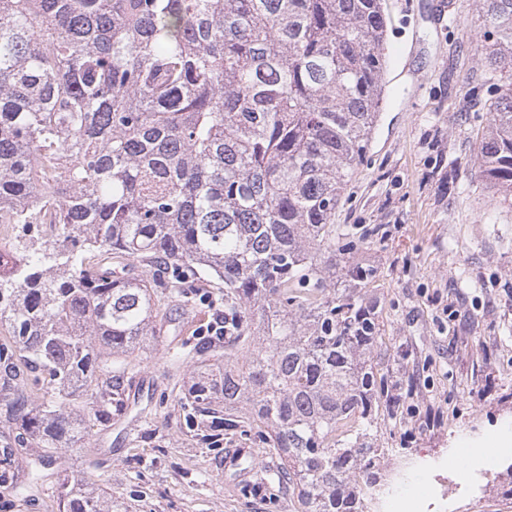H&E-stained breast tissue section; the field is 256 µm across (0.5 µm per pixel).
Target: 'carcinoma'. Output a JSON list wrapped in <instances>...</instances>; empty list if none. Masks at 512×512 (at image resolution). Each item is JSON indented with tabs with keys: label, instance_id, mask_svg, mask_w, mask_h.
I'll use <instances>...</instances> for the list:
<instances>
[{
	"label": "carcinoma",
	"instance_id": "1",
	"mask_svg": "<svg viewBox=\"0 0 512 512\" xmlns=\"http://www.w3.org/2000/svg\"><path fill=\"white\" fill-rule=\"evenodd\" d=\"M477 2L499 77L476 159L512 203V0ZM385 32L381 0H0V224L57 230L0 253V367L46 381L0 404L3 447L42 449L17 496L112 420L126 354L167 332L160 298L193 302L203 274L224 284V360L178 401L195 436L273 451L295 512H364L382 481L379 271L333 219L380 112ZM58 512L125 507L64 469Z\"/></svg>",
	"mask_w": 512,
	"mask_h": 512
}]
</instances>
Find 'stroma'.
<instances>
[{
    "mask_svg": "<svg viewBox=\"0 0 512 512\" xmlns=\"http://www.w3.org/2000/svg\"><path fill=\"white\" fill-rule=\"evenodd\" d=\"M436 2L383 0L384 100L336 211L340 232L378 231L356 258L379 270L385 342L372 360L389 389L377 432L389 478L424 457L462 461L466 449L512 439V207L476 161L494 77L477 55L475 0H453L439 20ZM128 360L133 387L158 407L88 423L62 449L88 490L126 512H292L277 457L260 448L248 477L224 474L223 452L194 438L175 410L196 362L171 365L161 342ZM0 512H57L54 477L24 499L1 477Z\"/></svg>",
    "mask_w": 512,
    "mask_h": 512,
    "instance_id": "stroma-1",
    "label": "stroma"
}]
</instances>
